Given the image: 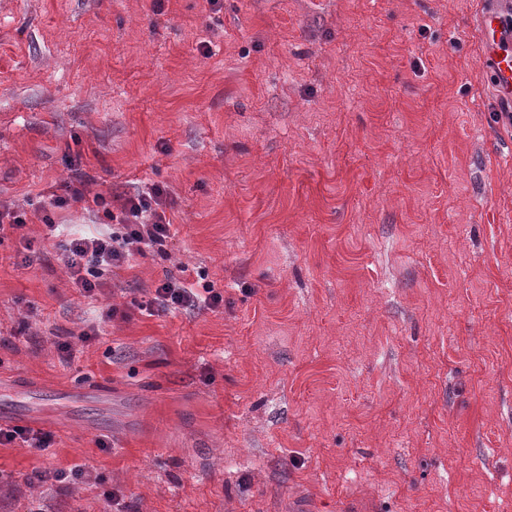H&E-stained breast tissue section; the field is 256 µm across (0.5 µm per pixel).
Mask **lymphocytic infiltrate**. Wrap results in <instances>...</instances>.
Listing matches in <instances>:
<instances>
[{"label":"lymphocytic infiltrate","instance_id":"lymphocytic-infiltrate-1","mask_svg":"<svg viewBox=\"0 0 512 512\" xmlns=\"http://www.w3.org/2000/svg\"><path fill=\"white\" fill-rule=\"evenodd\" d=\"M169 193L165 186L151 184L145 190L126 196L120 204L103 195L86 197L82 182L63 185L51 207L42 209L39 219L49 235L60 238V256L73 285L87 297L104 295L107 276L112 269L128 264L136 257L163 252L171 237V224L166 217ZM91 200L102 212L104 230L81 235L62 236L55 212L72 204ZM224 296L214 289L198 293L186 284L185 278L169 273L156 287L149 307L161 310H215L223 306Z\"/></svg>","mask_w":512,"mask_h":512}]
</instances>
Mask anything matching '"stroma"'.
Instances as JSON below:
<instances>
[{"label": "stroma", "instance_id": "35a3bbf8", "mask_svg": "<svg viewBox=\"0 0 512 512\" xmlns=\"http://www.w3.org/2000/svg\"><path fill=\"white\" fill-rule=\"evenodd\" d=\"M488 8L0 0V201L29 213L0 240V425L54 436L0 445V512H512ZM76 174L170 192L165 255L108 277L116 317L34 213ZM182 265L223 307L141 311Z\"/></svg>", "mask_w": 512, "mask_h": 512}]
</instances>
